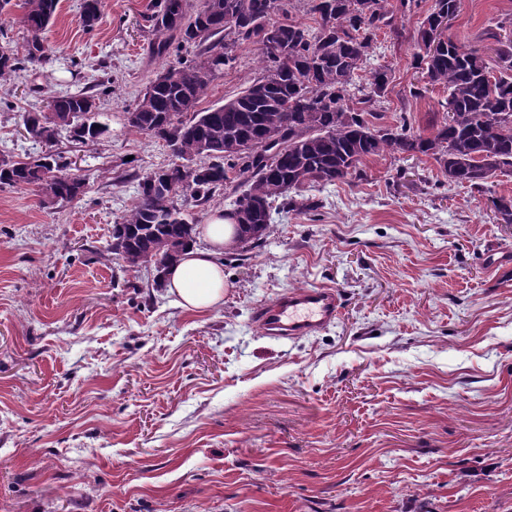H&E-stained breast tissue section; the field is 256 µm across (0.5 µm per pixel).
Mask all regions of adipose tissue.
I'll list each match as a JSON object with an SVG mask.
<instances>
[{"label":"adipose tissue","instance_id":"obj_1","mask_svg":"<svg viewBox=\"0 0 512 512\" xmlns=\"http://www.w3.org/2000/svg\"><path fill=\"white\" fill-rule=\"evenodd\" d=\"M232 217L215 212L208 223L199 225L198 232L205 247H191L168 270L165 284L168 294L178 306L199 312L224 302V247L235 232Z\"/></svg>","mask_w":512,"mask_h":512}]
</instances>
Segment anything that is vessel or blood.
<instances>
[{
	"mask_svg": "<svg viewBox=\"0 0 512 512\" xmlns=\"http://www.w3.org/2000/svg\"><path fill=\"white\" fill-rule=\"evenodd\" d=\"M341 311L336 289L315 286L287 291L260 304L254 323L260 333L275 340L313 336L333 324Z\"/></svg>",
	"mask_w": 512,
	"mask_h": 512,
	"instance_id": "vessel-or-blood-1",
	"label": "vessel or blood"
}]
</instances>
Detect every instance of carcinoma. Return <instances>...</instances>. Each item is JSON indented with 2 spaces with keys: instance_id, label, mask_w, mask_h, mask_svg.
Wrapping results in <instances>:
<instances>
[{
  "instance_id": "carcinoma-1",
  "label": "carcinoma",
  "mask_w": 512,
  "mask_h": 512,
  "mask_svg": "<svg viewBox=\"0 0 512 512\" xmlns=\"http://www.w3.org/2000/svg\"><path fill=\"white\" fill-rule=\"evenodd\" d=\"M59 0H22L24 23L31 34L27 56H0V83L24 70L26 63L47 57L41 33ZM387 0H310L319 17L317 31L288 16L282 0H150L146 22L155 32L150 55L166 61L168 81H150L132 111L129 127L172 148L175 161L159 171L137 176V199L112 227L109 250L122 268L135 275L149 261L164 270L195 242L190 207H204L224 185L234 181L239 194L231 215L239 227L232 248L260 246L274 211L314 210L319 201L306 195L317 186L361 177L359 165L385 151L420 154L435 160L448 182L481 188L498 176L512 177V39L497 29L485 38L498 43L489 64L477 47L464 49L452 39L435 43L433 33L455 16L457 0H434L420 23L414 58L426 79L448 90L442 104L448 119L430 136L407 122L378 127L377 104L388 93L392 74L385 67L370 72L366 85L356 84L377 33L390 27L394 13ZM102 0H83L79 20L93 28L102 18ZM282 20L272 22L273 13ZM237 16L233 27L224 16ZM253 45L262 63L259 77L235 97L206 110L196 109L211 83L233 67L225 40ZM274 43L280 55L261 44ZM48 107L59 122L47 126L38 115L25 119L26 132L50 149L63 130L81 143L106 132L90 114L93 95L53 96ZM192 180L183 169L196 158ZM55 172L53 193L69 202L84 192L85 179L48 153L32 161L0 158V188L41 184L45 161Z\"/></svg>"
}]
</instances>
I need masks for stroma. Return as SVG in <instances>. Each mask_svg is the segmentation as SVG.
Returning <instances> with one entry per match:
<instances>
[{
    "mask_svg": "<svg viewBox=\"0 0 512 512\" xmlns=\"http://www.w3.org/2000/svg\"><path fill=\"white\" fill-rule=\"evenodd\" d=\"M149 0H59L45 60L0 87V156L43 147L23 126L45 99L108 84V134H60L55 153L85 192L46 203L0 190V512H512V224L482 189L433 159L390 152L362 178L315 190L312 211L274 214L266 241L224 253V303L180 308L151 271L131 277L106 250L136 200L132 172L171 161L126 114L162 67ZM419 0L378 32L367 70L391 69L378 110L432 134L446 88L414 65ZM512 16V0H459L448 35L469 47ZM202 107L259 74L253 46ZM334 287L322 332L263 336L255 306Z\"/></svg>",
    "mask_w": 512,
    "mask_h": 512,
    "instance_id": "obj_1",
    "label": "stroma"
}]
</instances>
